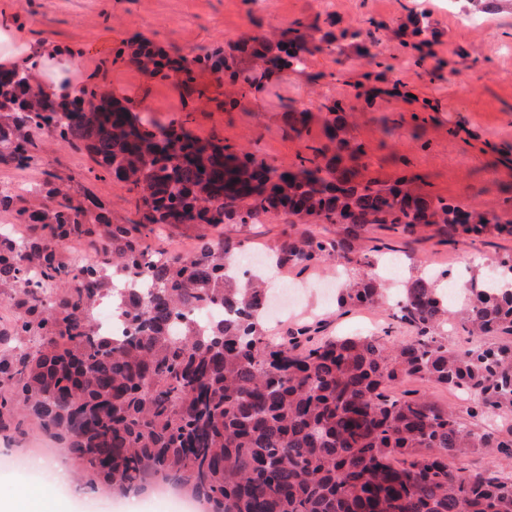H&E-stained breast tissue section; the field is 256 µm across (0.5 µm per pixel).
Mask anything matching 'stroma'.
<instances>
[{
  "instance_id": "obj_1",
  "label": "stroma",
  "mask_w": 512,
  "mask_h": 512,
  "mask_svg": "<svg viewBox=\"0 0 512 512\" xmlns=\"http://www.w3.org/2000/svg\"><path fill=\"white\" fill-rule=\"evenodd\" d=\"M454 0H408L415 9L434 11L448 34L438 51L451 57L458 47L483 44L491 63L466 71L464 77L446 75L436 85L417 79L398 46H391L395 71L414 83L419 97H440L443 111L432 113L422 129L403 124L392 136H384L378 116L409 115L403 101L377 102L374 111L358 115L354 134L370 161L366 176L390 180L415 175L422 189L436 195L472 203L502 215V200L512 197V0H501L500 8L484 16L480 25L462 23L453 9ZM26 19L37 39L69 42L89 51V63L112 72L106 91L128 101L134 109H148L160 123L187 120L197 136H218L232 144L257 146L260 153L277 164L291 165L305 140L284 130L276 119L281 98H291L308 109L310 137L323 140V115L302 80L282 82L244 99L232 110L225 109L228 95L224 77L205 73L197 92L183 94L177 78L160 79L143 74L119 49L136 35H144L171 52L198 54L202 50L239 35L253 32L255 24L243 0H0ZM462 121L467 131L450 137L448 125ZM429 141L420 149L419 140ZM86 160L69 145L51 137L42 144L36 166L17 169L0 165V182L37 183L44 171L69 174L109 203L116 217L133 210L128 195L112 179L98 180L87 171ZM500 248L482 242H466L451 249L431 244L418 246L412 258L403 259L400 281L426 276L434 266L467 271L481 279L499 265ZM300 311L306 323H323L328 337L365 334L383 338L386 347L407 341L413 331L405 325L391 326V307L381 304L340 314L335 302L323 300L318 292L306 293ZM25 433L12 441L0 439V456L17 460L16 468L0 474V504L21 490L41 487L46 482L40 471L26 467L31 442L42 437L39 423L26 419Z\"/></svg>"
}]
</instances>
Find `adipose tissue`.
Instances as JSON below:
<instances>
[{"instance_id": "obj_1", "label": "adipose tissue", "mask_w": 512, "mask_h": 512, "mask_svg": "<svg viewBox=\"0 0 512 512\" xmlns=\"http://www.w3.org/2000/svg\"><path fill=\"white\" fill-rule=\"evenodd\" d=\"M34 71L42 89L75 86L87 73L83 52L68 45L36 40L18 13L0 11V71Z\"/></svg>"}]
</instances>
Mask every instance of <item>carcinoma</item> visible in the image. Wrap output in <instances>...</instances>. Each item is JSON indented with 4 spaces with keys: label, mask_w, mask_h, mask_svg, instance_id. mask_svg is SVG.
<instances>
[{
    "label": "carcinoma",
    "mask_w": 512,
    "mask_h": 512,
    "mask_svg": "<svg viewBox=\"0 0 512 512\" xmlns=\"http://www.w3.org/2000/svg\"><path fill=\"white\" fill-rule=\"evenodd\" d=\"M400 7L356 28L318 13L192 57L142 35L126 43L153 77L224 74L238 89L226 101L231 108L286 74L302 79L325 113L327 142L309 138L308 110L281 100L283 125L307 137L288 167L197 137L183 121L159 124L96 85L48 104L33 72H0V164L35 165L43 139L56 137L87 159L95 179L111 178L134 201V217L118 219L109 203L50 171L24 193L0 192V212L26 230L14 243L0 239V294L23 307L6 332L37 343L33 354L0 358L1 426L24 434L13 422L23 404L64 454L80 460L93 493L102 486L124 497L162 479L194 483L197 500L214 512H512V478L459 474L448 464L468 451L512 449V436L468 426L424 394L394 390L420 378L471 392L472 418L512 407L511 346L456 353L437 336L448 314L438 283L448 270L404 284L391 317L414 336L390 354L379 338H325L319 325L296 324L271 340L261 309L268 279L227 281V262L242 248L255 251L262 216L286 227L261 254L273 270L298 275L330 257L372 267L429 241L512 239V220L424 193L417 175H361L366 152L348 117L413 90L366 42L376 46L393 32L419 77L444 80L443 65L432 61L436 32L425 15ZM350 48L364 67L353 82ZM325 52L336 71H307L308 58ZM456 54L470 68L492 62L466 48ZM339 84L351 91L320 92ZM413 101L420 102L415 124L426 122L419 113L441 109L437 98ZM178 224L193 230L187 255L160 245ZM71 237L101 249V258L73 268L59 250ZM143 276L155 291L121 312L120 335H99L94 310L105 280ZM43 288L58 290L56 298L43 302ZM467 291L457 329L472 338L512 336V290L472 280ZM382 300V282L366 273L346 282L336 303L349 312ZM217 303L227 314L204 331L186 317ZM177 323L174 345L167 332Z\"/></svg>",
    "instance_id": "obj_1"
}]
</instances>
